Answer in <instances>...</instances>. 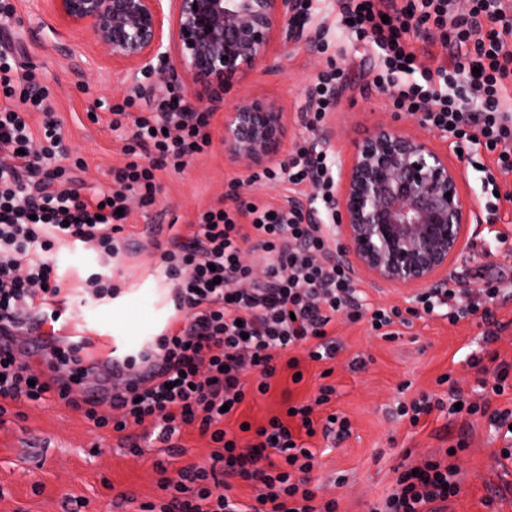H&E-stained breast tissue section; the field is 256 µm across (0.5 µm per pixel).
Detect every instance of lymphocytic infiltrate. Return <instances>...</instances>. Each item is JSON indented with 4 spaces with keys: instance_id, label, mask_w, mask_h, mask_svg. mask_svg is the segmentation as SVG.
Masks as SVG:
<instances>
[{
    "instance_id": "f902f5d3",
    "label": "lymphocytic infiltrate",
    "mask_w": 512,
    "mask_h": 512,
    "mask_svg": "<svg viewBox=\"0 0 512 512\" xmlns=\"http://www.w3.org/2000/svg\"><path fill=\"white\" fill-rule=\"evenodd\" d=\"M357 40L377 49L380 71L374 83L394 106L420 114L423 124L450 133L459 142L484 147L502 173L512 172V0H338ZM426 35L444 58L425 65L410 40ZM480 76H473V69ZM420 81H412V74ZM33 76L9 43L0 44V403H39L50 396L82 412L94 428L122 434L138 452V427L152 423L162 442L183 428L197 427L214 448L212 466H185L178 479L161 477L168 500L142 504L141 512H339L334 499L318 501L311 474L318 464L315 436L343 438L351 430L343 414L315 418L336 388L320 385L310 400L286 416L252 426L241 421L225 429L248 393L266 395L277 361L299 370L292 349L304 348L314 362L335 359L336 340L327 327L336 314L367 321L375 336L388 340L410 317L445 315L455 324L480 315L485 342L497 341L506 325L490 302L504 297L507 283L420 293L408 311L362 304L344 264L333 257L332 225L301 208L243 202L234 209L208 208L187 231L170 229L160 254L172 285L175 314L166 332L137 355L113 359V381L85 396L81 385L92 371L93 342L60 336L59 297L65 281L56 262L75 248L94 256L97 272L80 286L91 299L112 297V270L132 245L119 209L138 202L154 206L161 191L156 172L184 170L211 145L210 115L190 111L174 89L156 97L147 111L110 109V130L123 134V166L112 169V186L94 198L82 194L86 164L61 166L62 122L49 89L30 93ZM41 115L33 124V115ZM252 182L313 188V200L329 203L336 183L332 163L316 146H294L286 165L252 175ZM48 353L67 367V379L33 371L29 348ZM447 396L422 393L398 403L399 417L418 425L432 411L462 404L486 417L508 443L512 457V410L492 408L490 399L512 388V364L502 362L492 378L480 379L481 401H468L456 380L442 375ZM251 433L248 443L239 436ZM460 468L428 456L417 469H403L390 494L370 512H442L461 492ZM254 489L251 500L234 495L238 483Z\"/></svg>"
}]
</instances>
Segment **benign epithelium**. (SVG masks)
<instances>
[{
	"label": "benign epithelium",
	"mask_w": 512,
	"mask_h": 512,
	"mask_svg": "<svg viewBox=\"0 0 512 512\" xmlns=\"http://www.w3.org/2000/svg\"><path fill=\"white\" fill-rule=\"evenodd\" d=\"M56 21L86 31L112 69L151 75L152 93L177 82L207 89L189 103H224L239 73L266 66L274 42L301 43L291 23L296 0H46ZM286 116L273 103L241 96L224 113V156L245 170L280 164ZM462 171L448 154L404 128L377 125L339 169L333 211L336 258L376 288L454 287L456 260L469 247L471 212Z\"/></svg>",
	"instance_id": "1"
}]
</instances>
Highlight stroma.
I'll return each instance as SVG.
<instances>
[{
	"label": "stroma",
	"mask_w": 512,
	"mask_h": 512,
	"mask_svg": "<svg viewBox=\"0 0 512 512\" xmlns=\"http://www.w3.org/2000/svg\"><path fill=\"white\" fill-rule=\"evenodd\" d=\"M38 3L15 0L20 21L0 30V42L21 49L38 82L51 89L67 155L87 163L82 174L87 193L109 189V171L124 159L123 143L109 129L106 111L97 110L96 104L105 100L119 106L134 94L140 104L149 99L139 96L137 81L99 61L85 34L55 27L49 18L43 26H30ZM338 11L336 0H317L304 26L306 41L284 51L278 70L258 67L238 75L224 97L225 105L245 93L275 102L288 115L282 146L287 156L296 143L317 138L305 126L308 92L316 76L334 67L343 69L336 104L328 115L335 130L329 158L336 165L346 164L354 146L380 122L428 135L435 147L447 152L449 161L463 168L462 192L477 210L469 250L455 268L460 287L473 288L501 274L512 278V248L497 240L501 233L512 237V173L498 176L496 188L503 198L496 211H488L485 204L492 188L481 167L489 163L490 154L471 147L457 151L448 133L426 129L418 116L396 109L373 84L377 57L340 25ZM92 111L98 122L89 120ZM223 125V111H215L208 153L192 159L182 172L159 170L162 191L156 205L127 215L125 231L132 234L138 251L124 257L123 273L113 279L121 291H144L150 282L162 290L169 287L158 253L142 235L145 225H157L163 239L169 225L192 222L204 208H232L246 200L281 204L288 197L284 183L248 186V171L224 158ZM141 303L150 306V294L144 291ZM492 309L508 328L491 344L483 342V328L474 318L455 325L436 315L417 318L401 336L386 340L374 336L366 322L337 317L333 335L341 349L331 365L329 382L336 388L332 407L349 418L352 428L336 443L318 436L312 445L323 451L313 477L320 480L326 496L339 499L342 512H369L390 492L398 467L421 463L461 439L468 443L456 459L461 493L445 504L443 512H512V458H502L505 442L494 435L486 419L436 412L414 427L396 414L398 402L421 392L446 395L447 386L437 383L444 374L458 379L465 398L474 399L478 375L467 365L469 355L482 353L490 370L500 360L512 364V300L493 304ZM61 312L68 321L66 335L88 332L97 345L115 350L111 300L85 302L79 292L70 290ZM296 355L304 372L302 382L292 384L288 374H281L267 395L241 406V418L259 424L281 413L287 400H307L316 394L323 363L307 360L301 349ZM357 356L364 358L363 368H352ZM180 444L181 452L173 453L148 438L142 440L140 453L133 454L119 435L94 428L80 412L59 402L9 406L0 418V512H103L110 503L115 512H140L142 502L161 494L158 467H165L164 475L174 479L187 465H211L208 443L196 429H186ZM339 471L348 477L340 487L331 483Z\"/></svg>",
	"instance_id": "35a3bbf8"
}]
</instances>
